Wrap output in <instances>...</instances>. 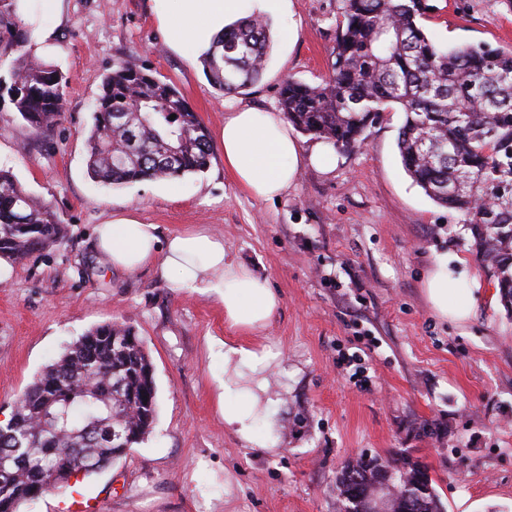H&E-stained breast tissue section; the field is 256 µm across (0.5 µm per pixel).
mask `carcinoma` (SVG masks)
I'll use <instances>...</instances> for the list:
<instances>
[{"mask_svg": "<svg viewBox=\"0 0 512 512\" xmlns=\"http://www.w3.org/2000/svg\"><path fill=\"white\" fill-rule=\"evenodd\" d=\"M15 0H0V103L37 135L62 112L66 78L53 62L25 50L28 30ZM427 0H346L336 24L328 74L320 84L288 79L280 111L302 133L336 149L364 145L384 112H401L402 165L427 196L471 226L481 262L512 309V49L468 44L446 51L425 32ZM269 19L249 15L224 29L203 58L210 83L226 96L256 84L272 49ZM176 118H171V115ZM208 128L170 82L119 65L93 104L87 173L104 185L174 180L210 165ZM64 229L49 203H36L0 170V259L21 262L54 246ZM157 416L152 360L130 328L88 330L48 365L0 425V512L70 487L73 470L89 475L128 454ZM400 477L401 492L374 500L379 471ZM442 512L421 463L373 456L351 459L336 476L338 503L362 498L370 509Z\"/></svg>", "mask_w": 512, "mask_h": 512, "instance_id": "cac0c4a2", "label": "carcinoma"}]
</instances>
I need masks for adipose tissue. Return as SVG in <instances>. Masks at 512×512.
<instances>
[{
    "instance_id": "ef3b65f1",
    "label": "adipose tissue",
    "mask_w": 512,
    "mask_h": 512,
    "mask_svg": "<svg viewBox=\"0 0 512 512\" xmlns=\"http://www.w3.org/2000/svg\"><path fill=\"white\" fill-rule=\"evenodd\" d=\"M146 4L166 43L176 50L191 46L199 59L245 5H252L260 15L285 14L290 0H146ZM15 8L31 24L29 49L40 57L51 54L56 27L64 20L63 0H17ZM216 140L236 183L261 200L279 198L305 166L328 170L336 163L332 146L304 150L280 113L251 107L226 113ZM93 248L117 273L154 268L172 287L221 306L226 323L243 332L267 326L280 306L266 277L227 257L223 238L201 225L166 234L128 210L97 225ZM478 288L476 274L458 256L439 257L424 282L435 314L457 323L469 319ZM208 347L213 357L224 361V376L217 379L216 389L225 428L250 446L276 447L280 439L267 392L268 376L280 363L279 353L220 338L210 339Z\"/></svg>"
}]
</instances>
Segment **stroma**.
<instances>
[{"label":"stroma","mask_w":512,"mask_h":512,"mask_svg":"<svg viewBox=\"0 0 512 512\" xmlns=\"http://www.w3.org/2000/svg\"><path fill=\"white\" fill-rule=\"evenodd\" d=\"M430 2L424 26L444 47H512V0ZM345 4L293 0L296 42H274L261 80L227 98L191 50L168 47L145 0H65L52 55L68 81L64 112L42 136L0 112V169L50 203L65 231L0 279V421L64 346L109 322L143 340L158 416L126 457L23 512H337L343 464L389 454L431 466L445 512H512V313L463 215L405 172L402 113L370 127L361 149L337 151L335 169L305 168L273 201L239 189L218 150L207 170L173 187H106L87 174L92 104L118 65L171 80L212 130L230 107L278 109L286 79L320 83ZM125 207L170 232L205 224L223 235L227 256L258 268L279 294L271 322L238 334L222 307L154 270L113 272L92 253L91 235ZM446 253L480 280L461 325L436 317L423 292ZM233 334L281 354L269 390L282 425L275 450L246 446L218 413L214 380L224 365L207 340Z\"/></svg>","instance_id":"obj_1"}]
</instances>
